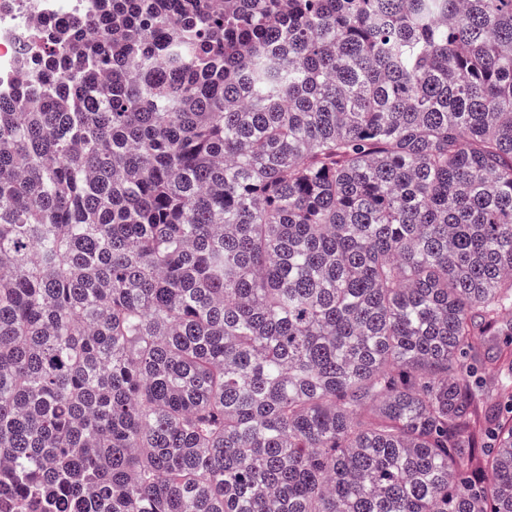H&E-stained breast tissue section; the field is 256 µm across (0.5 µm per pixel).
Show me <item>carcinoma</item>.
<instances>
[{
    "mask_svg": "<svg viewBox=\"0 0 512 512\" xmlns=\"http://www.w3.org/2000/svg\"><path fill=\"white\" fill-rule=\"evenodd\" d=\"M0 97V512H512V0H96Z\"/></svg>",
    "mask_w": 512,
    "mask_h": 512,
    "instance_id": "obj_1",
    "label": "carcinoma"
}]
</instances>
